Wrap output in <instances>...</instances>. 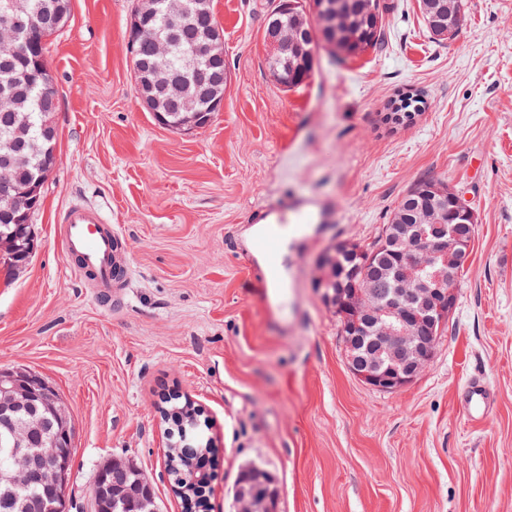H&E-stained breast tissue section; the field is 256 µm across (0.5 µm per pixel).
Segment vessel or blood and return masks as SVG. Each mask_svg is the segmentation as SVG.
I'll use <instances>...</instances> for the list:
<instances>
[{
    "label": "vessel or blood",
    "instance_id": "1",
    "mask_svg": "<svg viewBox=\"0 0 512 512\" xmlns=\"http://www.w3.org/2000/svg\"><path fill=\"white\" fill-rule=\"evenodd\" d=\"M341 214L333 202L304 197L279 196L252 214L257 229L251 241L250 256L260 258L265 269L276 271L281 258L286 224H334ZM61 245L65 255L77 254L83 259L74 273L90 280L97 294H111L113 288L127 282L130 267L122 237L111 225L102 222L97 210L83 204L68 206L62 217ZM466 406L472 419L484 418L487 389L484 385L470 386Z\"/></svg>",
    "mask_w": 512,
    "mask_h": 512
}]
</instances>
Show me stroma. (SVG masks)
<instances>
[{"label":"stroma","mask_w":512,"mask_h":512,"mask_svg":"<svg viewBox=\"0 0 512 512\" xmlns=\"http://www.w3.org/2000/svg\"><path fill=\"white\" fill-rule=\"evenodd\" d=\"M377 49L277 84L264 32L278 0H214L230 82L184 134L141 105L127 53L136 0H71L47 41L57 163L31 222L25 270L0 261V370L39 373L75 427L69 512H92L115 457L150 476L161 512H234L242 467L269 471L278 512H512V0H465L458 34L432 39L418 0H388ZM415 94L421 112L386 122ZM423 179L476 210L455 310L400 392L349 371L341 325L313 286L331 245L373 243ZM335 202L338 224L288 225L282 285L259 289L251 215L283 193ZM119 229L133 273L102 300L70 271L59 216L74 202ZM487 383L485 422L461 401ZM188 395L218 448L191 505L164 462L163 393Z\"/></svg>","instance_id":"stroma-1"}]
</instances>
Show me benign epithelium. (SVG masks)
Masks as SVG:
<instances>
[{"label": "benign epithelium", "instance_id": "benign-epithelium-1", "mask_svg": "<svg viewBox=\"0 0 512 512\" xmlns=\"http://www.w3.org/2000/svg\"><path fill=\"white\" fill-rule=\"evenodd\" d=\"M155 0H138L131 20L132 37L127 42L130 59L140 47L151 44L156 50L159 72L180 98V119L175 127L189 133L198 127L202 99L195 88L204 81L197 57L224 59V36L216 28L184 61L182 70L169 73L164 69L171 36L148 24L154 13ZM169 21L181 25L187 14L183 0H167ZM316 21L321 27L350 26L355 18L347 0H319ZM34 20L25 0H7L0 11V46L9 50L28 78L31 57L37 51L32 38ZM266 43L270 57L288 55L296 43L295 32L283 27L269 29ZM57 138L49 133L41 142L33 141L19 126L10 136L0 139V223L26 224L29 212L39 199L40 184L47 179L57 162ZM28 150L49 159L39 176L27 183L18 182L11 171L17 154ZM434 194L448 195L454 208L424 214L419 224H402L398 233L405 240L402 260L415 272L412 280L399 279L393 296L383 299L371 288L356 289L347 295L324 294L323 300L359 329L356 338L365 345L360 354L347 358L354 377L365 385L386 392H398L413 383L434 357L439 335L457 302V277L449 269L464 267L471 253L475 215L458 191L439 185L430 187ZM43 412L55 421L59 439L50 445L31 446L28 430L19 421L22 413ZM0 432L10 436V451L0 469V489L12 496L11 507L23 512L26 502L13 495L25 484L42 487L41 512H63L72 471V461L64 445L73 437V426L56 391L44 379L25 373L0 372ZM114 470L127 471L133 480L114 488L108 477ZM278 491L273 478L260 470L242 471L235 494L236 512H275ZM95 497L105 503L104 512H160L148 474L137 465L122 459L108 461L99 471Z\"/></svg>", "mask_w": 512, "mask_h": 512}]
</instances>
